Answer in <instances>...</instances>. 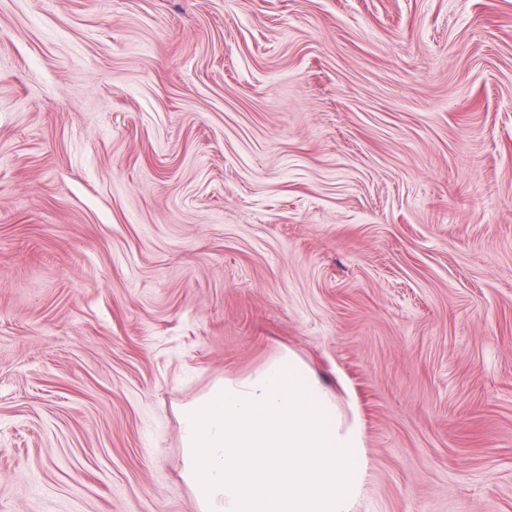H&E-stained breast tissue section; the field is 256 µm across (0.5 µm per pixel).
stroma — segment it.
I'll return each instance as SVG.
<instances>
[{
    "label": "stroma",
    "mask_w": 512,
    "mask_h": 512,
    "mask_svg": "<svg viewBox=\"0 0 512 512\" xmlns=\"http://www.w3.org/2000/svg\"><path fill=\"white\" fill-rule=\"evenodd\" d=\"M286 350L351 512H512V0H0V512H197Z\"/></svg>",
    "instance_id": "1"
}]
</instances>
